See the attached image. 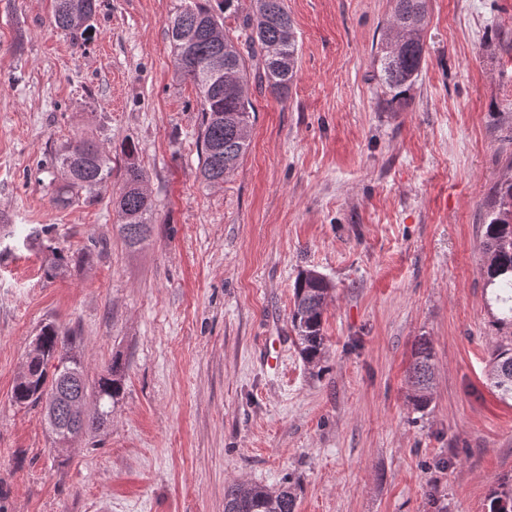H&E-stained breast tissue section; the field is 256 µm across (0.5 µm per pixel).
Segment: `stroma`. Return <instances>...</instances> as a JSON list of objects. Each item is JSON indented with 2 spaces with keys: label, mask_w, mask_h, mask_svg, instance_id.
Here are the masks:
<instances>
[{
  "label": "stroma",
  "mask_w": 512,
  "mask_h": 512,
  "mask_svg": "<svg viewBox=\"0 0 512 512\" xmlns=\"http://www.w3.org/2000/svg\"><path fill=\"white\" fill-rule=\"evenodd\" d=\"M99 3L78 46L52 0H0V512H224L233 481L288 479L296 512H487L512 478L480 272L486 197L512 173V0H428L402 104L378 65L393 0H285L294 84L279 97L247 69L251 144L219 185L200 177L199 103L174 69L184 0ZM79 137L104 143L112 178L60 208L54 155ZM130 142L154 217L136 250L113 207ZM55 251L72 266L48 279ZM303 269L333 287L318 369L290 322ZM49 321L88 380L125 362L110 421L64 453L41 407L11 397ZM422 336L435 376L418 412ZM434 354L431 341L420 337L414 349L413 362L409 368V400L417 411H424L431 403Z\"/></svg>",
  "instance_id": "stroma-1"
}]
</instances>
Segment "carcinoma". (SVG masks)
Here are the masks:
<instances>
[{
    "label": "carcinoma",
    "instance_id": "1",
    "mask_svg": "<svg viewBox=\"0 0 512 512\" xmlns=\"http://www.w3.org/2000/svg\"><path fill=\"white\" fill-rule=\"evenodd\" d=\"M236 0H189L170 22L174 67L198 91L202 123L199 135L200 175L209 184L224 181L242 163L251 140L250 114L254 105L243 79L246 59L258 62L259 83L284 96L293 84L300 45L294 21L284 0H253L254 10L242 18L246 32L241 51L224 28L225 13L238 14ZM428 0H395L378 62L385 87L399 98L415 84L425 62L423 31ZM98 0H55L51 24L77 42L86 41L93 27ZM124 186L114 205L118 233L130 248L140 246L153 223L152 203L144 190L146 175L133 143L124 147ZM112 159L106 148L92 139L78 138L62 146L55 166L62 175L52 197L67 207L85 195L99 193L112 177ZM484 257L481 275L488 301L497 307L494 325L508 329L491 349L488 376L499 398L512 401V178L497 182L488 198L483 222ZM67 261L54 253L43 271L48 279L66 273ZM332 287L314 269L298 273L293 286L291 326L300 354L317 365L325 353L323 318ZM23 372L12 388L17 404L38 405L43 397L56 396L63 404L55 410L60 430L48 427L53 443L68 439L72 430L83 434L100 429L112 416V403L123 389L124 364L117 356L94 383L87 384L75 351V337L55 324L43 325L35 336ZM434 354L431 341L422 336L409 368V400L417 411L431 403ZM53 372H48V366ZM295 485L271 491L260 486L233 483L224 493V512H295ZM488 512H512V483L501 482L489 494Z\"/></svg>",
    "mask_w": 512,
    "mask_h": 512
}]
</instances>
